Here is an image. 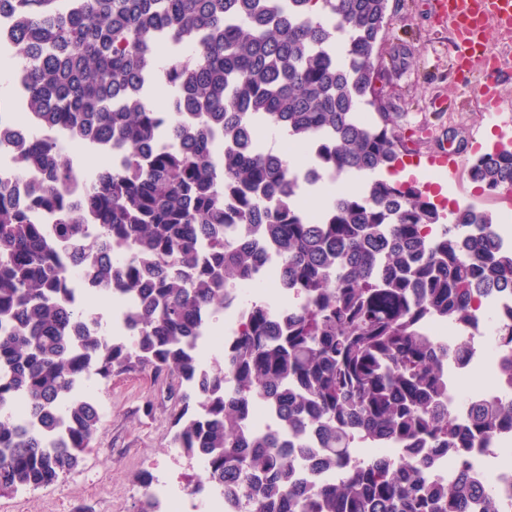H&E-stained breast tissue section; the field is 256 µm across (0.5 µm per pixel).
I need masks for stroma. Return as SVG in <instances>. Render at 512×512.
Here are the masks:
<instances>
[{
    "instance_id": "1",
    "label": "stroma",
    "mask_w": 512,
    "mask_h": 512,
    "mask_svg": "<svg viewBox=\"0 0 512 512\" xmlns=\"http://www.w3.org/2000/svg\"><path fill=\"white\" fill-rule=\"evenodd\" d=\"M389 7L375 86L418 163L419 188L435 202L472 205L512 225V192L485 195L468 176L477 155L512 145V37L490 35L503 60L498 73L463 72L435 0H389ZM173 383L145 371L94 384L101 422L79 465L52 485L0 495V512H137L143 473L166 477L178 492L192 488L196 460L171 445Z\"/></svg>"
}]
</instances>
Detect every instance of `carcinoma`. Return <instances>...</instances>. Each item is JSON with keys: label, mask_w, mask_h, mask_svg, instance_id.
Here are the masks:
<instances>
[{"label": "carcinoma", "mask_w": 512, "mask_h": 512, "mask_svg": "<svg viewBox=\"0 0 512 512\" xmlns=\"http://www.w3.org/2000/svg\"><path fill=\"white\" fill-rule=\"evenodd\" d=\"M318 5L313 14L312 5ZM17 90L38 123L121 152L68 197L70 159L32 132L18 165L38 180L35 223L0 203V492L71 472L101 421L82 385L151 370L178 379L173 443L204 459L231 512H497L470 450L512 429V403L477 396L471 421L448 406V366L424 338L434 318L467 325L512 293V246L490 214H443L418 186L375 173L403 139L374 86L389 0H0ZM166 90L159 107L150 89ZM279 128L310 164L270 158ZM224 144V164L213 163ZM371 177L312 220L303 186ZM472 182L512 191V151L475 157ZM276 247L293 290L242 309L235 342L200 368L201 329ZM129 258L112 260V249ZM90 286L135 301L133 342L86 327L64 261ZM499 370L512 384V310L499 318ZM262 402L276 428L252 421ZM25 416L10 412L16 404ZM389 443L394 459L357 456ZM454 451L446 481L428 470ZM339 468L322 484L317 467Z\"/></svg>", "instance_id": "obj_1"}]
</instances>
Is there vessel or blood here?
<instances>
[{
  "label": "vessel or blood",
  "instance_id": "1",
  "mask_svg": "<svg viewBox=\"0 0 512 512\" xmlns=\"http://www.w3.org/2000/svg\"><path fill=\"white\" fill-rule=\"evenodd\" d=\"M439 5L455 31L461 69H468L479 51L487 50L489 27L512 33V0H440Z\"/></svg>",
  "mask_w": 512,
  "mask_h": 512
}]
</instances>
